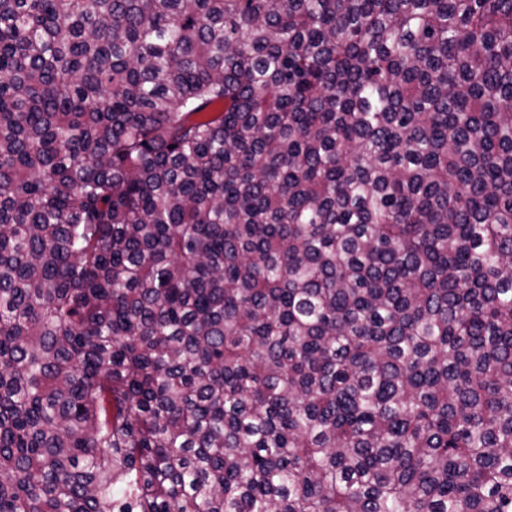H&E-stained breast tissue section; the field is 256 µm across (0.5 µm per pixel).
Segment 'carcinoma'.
<instances>
[{
    "mask_svg": "<svg viewBox=\"0 0 512 512\" xmlns=\"http://www.w3.org/2000/svg\"><path fill=\"white\" fill-rule=\"evenodd\" d=\"M0 512H512V0H0Z\"/></svg>",
    "mask_w": 512,
    "mask_h": 512,
    "instance_id": "1",
    "label": "carcinoma"
}]
</instances>
